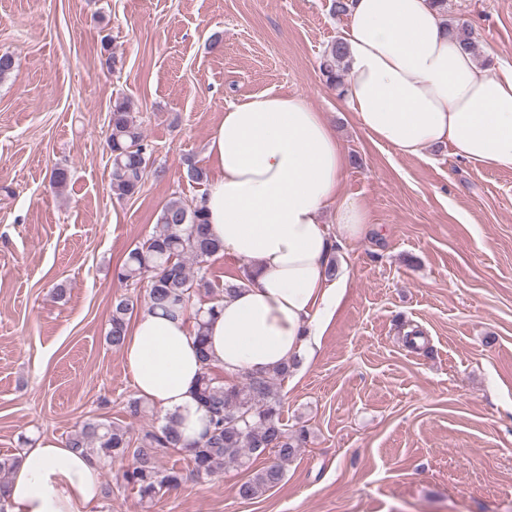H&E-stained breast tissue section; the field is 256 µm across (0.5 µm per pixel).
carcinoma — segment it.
I'll list each match as a JSON object with an SVG mask.
<instances>
[{
	"mask_svg": "<svg viewBox=\"0 0 512 512\" xmlns=\"http://www.w3.org/2000/svg\"><path fill=\"white\" fill-rule=\"evenodd\" d=\"M453 29L459 44L473 52V32L465 24ZM346 49L342 40L328 46L321 62V72L331 86L342 84ZM107 148L112 161L111 190L118 198H132L139 193L147 176L151 145L146 140L131 101L119 98L112 106ZM224 251L212 238L204 211L180 197L171 198L161 209L154 232L130 249L123 263L115 268L114 278L121 283L149 279L147 299L136 292L117 297L106 341L114 349L123 347L129 323L142 306L175 317L182 306L200 291L211 295L210 305L195 314V328L200 344L203 372L197 380V398L208 413L209 425L200 440L183 439L178 420L168 416L157 429L135 437L127 425L101 418H88L67 436L64 443L97 456L108 467L117 461H129L122 472L123 481L136 489L141 499L152 500L160 493L176 489L188 480L206 481L219 475L230 464L250 467L252 459L273 453L276 462L255 470L237 487L243 500H254L278 486L285 475V465L307 443L308 431H288L283 422L278 385L291 373L294 364H283L254 375L247 373L238 383L226 384L214 374L205 349V330L223 305L224 297L240 287L224 285L217 294L205 276L206 263ZM171 448L190 449V469L164 467L161 459ZM17 458L0 460V512H5L3 494L8 475Z\"/></svg>",
	"mask_w": 512,
	"mask_h": 512,
	"instance_id": "cac0c4a2",
	"label": "carcinoma"
}]
</instances>
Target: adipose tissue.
<instances>
[{
  "instance_id": "1",
  "label": "adipose tissue",
  "mask_w": 512,
  "mask_h": 512,
  "mask_svg": "<svg viewBox=\"0 0 512 512\" xmlns=\"http://www.w3.org/2000/svg\"><path fill=\"white\" fill-rule=\"evenodd\" d=\"M342 41L341 100L375 143L403 157L447 144L486 168H512V66L480 68L432 0H353ZM208 153L213 174L199 203L250 274L208 326L212 368L231 381L313 358L349 278L345 269L328 277L333 247L369 229L365 208L341 192L340 134L306 96L262 93L225 109ZM198 347L188 305L173 319L141 310L122 348L138 397L176 416L187 440L207 423L195 397ZM100 470L97 457L58 440L30 444L9 479L7 512H83Z\"/></svg>"
}]
</instances>
